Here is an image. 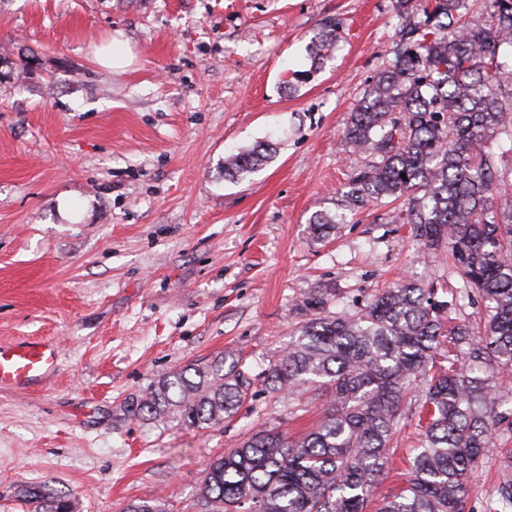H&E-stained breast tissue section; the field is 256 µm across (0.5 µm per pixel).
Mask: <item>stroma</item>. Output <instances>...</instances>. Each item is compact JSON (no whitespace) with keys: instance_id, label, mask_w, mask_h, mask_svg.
Returning <instances> with one entry per match:
<instances>
[{"instance_id":"obj_1","label":"stroma","mask_w":512,"mask_h":512,"mask_svg":"<svg viewBox=\"0 0 512 512\" xmlns=\"http://www.w3.org/2000/svg\"><path fill=\"white\" fill-rule=\"evenodd\" d=\"M398 21L397 0H0V343L62 349L51 383L0 388V512H32L28 485L76 512H200L215 456L322 416L324 392L300 404L262 382L311 290L352 312L413 278L452 316L479 315L447 252L419 246L390 204L340 209L369 162L345 124ZM326 24L339 39L316 65ZM116 36L134 63L99 67L90 46ZM266 142L267 163L225 177L226 155ZM321 212L342 216L334 240L310 234ZM227 352L255 380L234 418L130 414L166 373ZM419 439L404 422L378 496ZM337 38L336 28L324 26L311 39L308 46L310 54L315 60H324V52L336 42Z\"/></svg>"}]
</instances>
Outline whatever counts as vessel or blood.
<instances>
[{
  "instance_id": "b4317fda",
  "label": "vessel or blood",
  "mask_w": 512,
  "mask_h": 512,
  "mask_svg": "<svg viewBox=\"0 0 512 512\" xmlns=\"http://www.w3.org/2000/svg\"><path fill=\"white\" fill-rule=\"evenodd\" d=\"M60 351L50 341L0 344V387L19 390L46 383L59 369Z\"/></svg>"
}]
</instances>
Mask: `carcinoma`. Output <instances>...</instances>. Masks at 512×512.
<instances>
[{
    "mask_svg": "<svg viewBox=\"0 0 512 512\" xmlns=\"http://www.w3.org/2000/svg\"><path fill=\"white\" fill-rule=\"evenodd\" d=\"M487 20L467 18L469 0H423L392 41L393 59L350 112L345 138L371 157L345 195L351 209L385 197L404 199L399 220L424 246L448 249L484 314L476 326L448 317L435 288L403 280L354 312L327 309L318 289L299 303L302 320L288 348L272 358L266 390L329 395L323 416L290 435L261 427L210 462L200 488L204 512H367L402 421L417 418L421 444L403 485L375 512H465L472 471L495 442L512 435V393L499 386L512 370V0H485ZM324 26L309 43L316 60L336 42ZM259 146L224 157V174L241 179L269 159ZM336 217L312 224L320 240ZM240 358L225 353L179 367L136 402L133 414L173 415L207 429L232 417L251 395ZM416 389L418 403L402 408ZM34 512H73L43 486L21 489ZM493 495L512 512V453L502 455Z\"/></svg>",
    "mask_w": 512,
    "mask_h": 512,
    "instance_id": "1",
    "label": "carcinoma"
}]
</instances>
